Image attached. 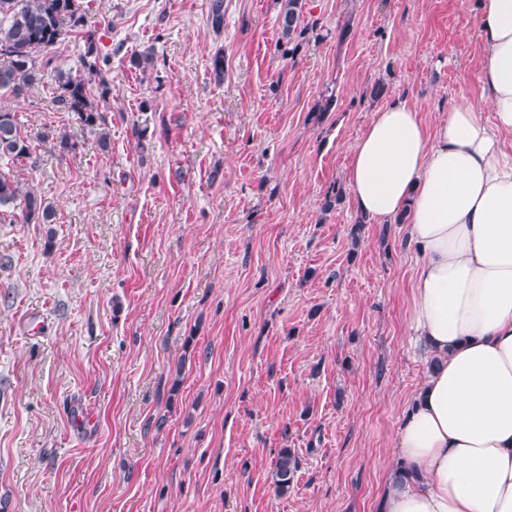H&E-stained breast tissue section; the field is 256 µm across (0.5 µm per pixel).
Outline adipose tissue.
<instances>
[{
    "label": "adipose tissue",
    "instance_id": "adipose-tissue-1",
    "mask_svg": "<svg viewBox=\"0 0 512 512\" xmlns=\"http://www.w3.org/2000/svg\"><path fill=\"white\" fill-rule=\"evenodd\" d=\"M477 32L489 113L464 100L430 128L395 100L348 168L361 218L406 220L411 327L433 359L379 512H512V0H480Z\"/></svg>",
    "mask_w": 512,
    "mask_h": 512
}]
</instances>
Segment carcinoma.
Returning a JSON list of instances; mask_svg holds the SVG:
<instances>
[{"label": "carcinoma", "mask_w": 512, "mask_h": 512, "mask_svg": "<svg viewBox=\"0 0 512 512\" xmlns=\"http://www.w3.org/2000/svg\"><path fill=\"white\" fill-rule=\"evenodd\" d=\"M303 0H280L279 24L281 38L293 43L304 37L308 28L300 26ZM86 22V11L80 0H0V93L15 97L24 94L39 79V57H45L68 35L79 32ZM83 66L90 75L100 74L96 47L87 40ZM59 100L79 115L84 125L99 131V145L110 144L104 128L106 118L87 95L86 83L66 71H59ZM30 147L17 129L15 113L0 108V158H28ZM20 209L26 224H50L53 210L41 196L23 190L18 182L0 173V214ZM298 461L290 448L279 451L274 470V490L277 495L288 494Z\"/></svg>", "instance_id": "carcinoma-1"}]
</instances>
